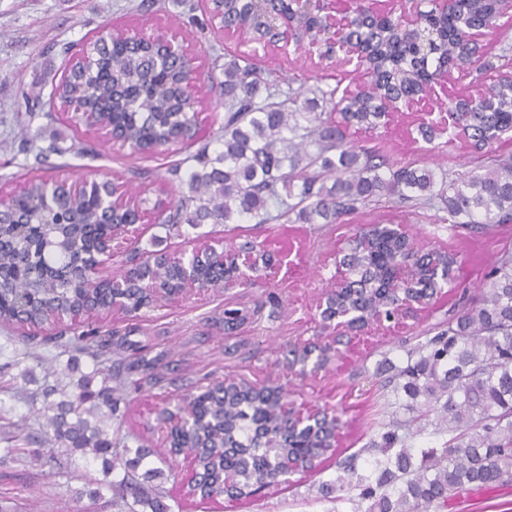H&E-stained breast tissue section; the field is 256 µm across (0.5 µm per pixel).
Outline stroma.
<instances>
[{
	"instance_id": "stroma-1",
	"label": "stroma",
	"mask_w": 512,
	"mask_h": 512,
	"mask_svg": "<svg viewBox=\"0 0 512 512\" xmlns=\"http://www.w3.org/2000/svg\"><path fill=\"white\" fill-rule=\"evenodd\" d=\"M128 3L0 0V195H11L35 177L74 181L92 175L123 183L126 193L142 200V209L148 212L161 193L188 192L187 172L177 167L186 156L184 147L172 146L162 154L146 156L106 141L96 153L84 154L74 145L91 138V131L49 103L52 85L60 79L65 63L63 47L93 41L115 28L177 40L205 78L211 72L212 49L221 50L228 59L243 52L238 37H223L213 29L205 7L190 11L176 0H165L164 10L136 12L129 10ZM259 65L305 89L337 84L354 90L363 84L362 78L338 63L312 60L301 53L287 57L271 53ZM34 88L41 89L40 98L24 100V93ZM419 121L417 113L403 112L377 130L350 128L346 135L379 148L392 160L437 173L462 174L479 165L476 154L459 140L439 151L425 152L423 143L415 139ZM55 141L66 147V154L37 161L36 148ZM378 222L402 225L425 248L441 246L456 253L453 274L468 284L479 283L501 248L496 240L465 230L449 235L437 212L388 200L340 224H204L171 238L148 219L137 225L131 246L176 256L191 254L205 243L219 249L251 240L270 252L289 253L293 266L290 271L261 275L199 299H179L137 318L102 312L82 318L80 326L107 332L110 350L122 352L129 365L137 356L127 350V342L144 345L146 358L157 359L159 370L169 378L168 391L174 398L194 392L196 382L206 374L219 379L244 376L273 380L284 386L296 404L338 411L341 427L336 446L340 456H348L369 442L387 410L384 397L368 383L366 372L375 370L382 352L398 339L422 333L455 302L453 293L441 292L426 308L410 314L393 335L339 337L336 353L325 369L303 377L289 372L286 344L327 334L318 302L336 278L335 253L346 248L356 226ZM271 292L281 298V306L267 302ZM228 308L247 314V321L227 329L224 311ZM40 352V357L32 356L23 329L0 324V364L10 365L0 378V512H118L110 487L113 477L101 461L79 452H62L57 443L30 437L44 410L41 393L48 372H55L69 385L85 375L98 383L103 380L87 357L71 361L69 354L60 353L50 343L42 345ZM161 405V399L150 391L129 395L116 412L122 433L137 436L145 447L163 450L161 436L153 429ZM10 446L19 448V455L7 454ZM338 474L335 459L330 457L318 471L274 486L258 500L196 497L187 501L185 512H346V505L337 504L335 496L320 492L321 485L335 482ZM95 487L99 496H90Z\"/></svg>"
}]
</instances>
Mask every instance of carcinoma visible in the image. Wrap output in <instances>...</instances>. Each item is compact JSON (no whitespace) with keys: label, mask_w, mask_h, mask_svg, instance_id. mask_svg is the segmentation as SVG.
<instances>
[{"label":"carcinoma","mask_w":512,"mask_h":512,"mask_svg":"<svg viewBox=\"0 0 512 512\" xmlns=\"http://www.w3.org/2000/svg\"><path fill=\"white\" fill-rule=\"evenodd\" d=\"M253 13V0H211L210 14L237 31ZM496 0H457L445 12L435 0H421L418 23L409 31L399 14L382 19H356L345 32L362 48L370 83L350 96L339 87L315 86L298 104L300 92L261 76L249 57L221 62L211 56V67L224 73V123L204 142L181 114L184 103L199 99L196 69L179 59L156 69L157 49L100 40L94 50L97 64L82 63L81 44L65 48L69 73L60 78L52 95L84 113L100 114L108 126L123 129L141 153L166 147L174 129L186 127V148L196 147L182 163L196 162L190 174V194L180 195L161 209L158 225L169 236L183 235V225L233 224L248 217L258 224L294 221L340 224L384 196L402 204L421 205L448 213L450 232L465 228L474 235L495 238L512 227V155L496 145L512 140V82L498 85L487 105L463 109L455 122L467 132L473 151L484 157L482 169L436 180L432 171L412 163H395L377 150L347 139L322 120L318 107L339 109L345 127L374 131L383 125L382 98H399L423 91L437 72L454 61L481 60L479 48L468 41L469 28L479 25L497 35L501 57L512 55V40L500 29ZM224 151L212 158V141ZM48 199L56 231L69 236L71 248H45V213L35 201ZM26 213L23 236H18L13 211L0 209V322L28 329L34 343L38 331L64 309L97 312L115 297L124 301V313L139 314L145 298L128 285L145 263L165 289L181 279L178 266L164 257L126 256L122 282L87 280L76 276L79 266L98 251L112 231L133 215L108 214L95 194L71 197L44 180L29 185L19 200ZM452 252H423L416 240L400 236L390 224H364L352 236L347 271L353 291L340 298L339 309L360 321L390 319L397 303L419 299L425 292L450 286L457 296L427 330L398 344L397 360L384 357L391 375L381 383L384 396L404 397L398 410L379 422L376 439L362 449L373 456L372 470H357L358 454L336 461L342 475L336 479V500L352 512H446L461 496L498 486H512V247H503L486 268L478 287L448 278H435L436 267L453 271ZM408 267L409 276L390 286L392 270ZM218 260L198 262V287L208 288L224 278ZM55 347L78 352L99 364L110 360V348L94 330L69 327L52 337ZM112 361V360H110ZM112 361V377L97 390L91 379L78 384L79 392L45 404V425L65 450L89 449L107 470H123L112 490L123 499V512H168L161 491L139 482L138 469L155 454L138 447L134 456L103 429L112 419L115 401L142 388V383L165 395L164 377L152 362L139 359L144 377L133 379ZM194 419L168 434V444L180 450L199 445L223 449L199 460L201 480L187 483L185 495L203 499L225 495L253 499L273 485L288 482L279 459L289 457L312 471L335 449L326 438L309 432L297 435L279 404L273 386L259 391L241 379L229 389L208 375L190 396ZM447 436L438 448L420 451L413 441L428 427ZM236 475L224 486V471Z\"/></svg>","instance_id":"1"}]
</instances>
